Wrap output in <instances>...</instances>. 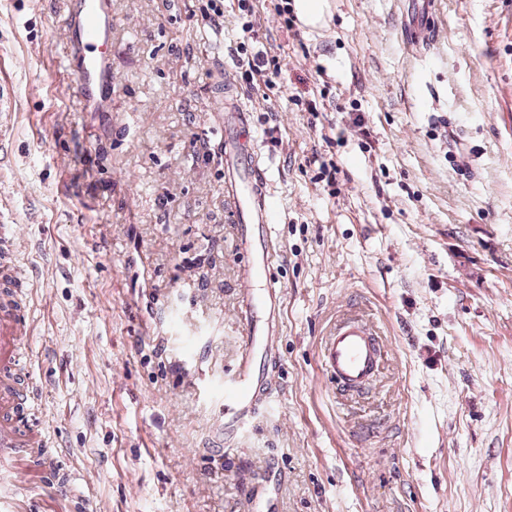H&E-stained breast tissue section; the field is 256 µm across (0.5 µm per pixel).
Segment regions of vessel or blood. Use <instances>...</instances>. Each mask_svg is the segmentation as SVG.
<instances>
[{
  "mask_svg": "<svg viewBox=\"0 0 512 512\" xmlns=\"http://www.w3.org/2000/svg\"><path fill=\"white\" fill-rule=\"evenodd\" d=\"M69 43L77 61L78 84L85 111H101L112 98V65L108 46L112 42L110 0H70ZM224 192L232 201L231 213L238 226L240 250L244 257L243 286L256 277L270 274L273 247L271 226L275 204L267 190L261 154L249 124L248 110L239 96L225 102ZM281 298L264 297L260 310L251 312L245 328L247 355L235 378L224 388L230 406L224 415V432L235 435L254 410L255 395L261 387L257 362L276 364V346ZM376 338L361 319L338 325L322 350V365L337 385L351 389L370 380L377 367Z\"/></svg>",
  "mask_w": 512,
  "mask_h": 512,
  "instance_id": "vessel-or-blood-1",
  "label": "vessel or blood"
}]
</instances>
